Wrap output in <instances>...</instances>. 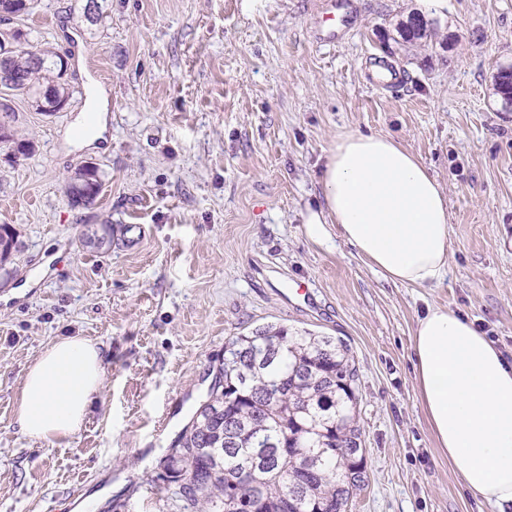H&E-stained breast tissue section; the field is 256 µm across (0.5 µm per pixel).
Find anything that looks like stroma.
Segmentation results:
<instances>
[{
  "label": "stroma",
  "instance_id": "stroma-1",
  "mask_svg": "<svg viewBox=\"0 0 512 512\" xmlns=\"http://www.w3.org/2000/svg\"><path fill=\"white\" fill-rule=\"evenodd\" d=\"M37 0L13 27L69 61L66 108L9 96L16 140L0 143V224L21 250L0 278V512H171L161 462L203 400L227 337L275 323L343 339L358 372L366 485L350 512H488L435 446L414 388L412 336L433 304L487 326L512 361V106L493 77L512 65V0H349L324 45L318 0ZM436 22L406 41L400 21ZM377 57L402 80L376 89ZM108 98L87 141L94 90ZM382 134L448 192L452 255L437 286L386 280L332 233L309 240L337 134ZM86 166L102 189L72 206ZM130 225L134 243L85 230ZM307 282L310 298L288 296ZM104 353V388L71 436L15 422L23 376L52 341Z\"/></svg>",
  "mask_w": 512,
  "mask_h": 512
}]
</instances>
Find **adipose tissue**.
<instances>
[{"label": "adipose tissue", "instance_id": "1", "mask_svg": "<svg viewBox=\"0 0 512 512\" xmlns=\"http://www.w3.org/2000/svg\"><path fill=\"white\" fill-rule=\"evenodd\" d=\"M317 207L304 214L310 240L342 239L389 281L437 285L452 253L441 184L393 138L348 132L326 155ZM414 383L430 433L465 487L490 508L512 507V364L472 322L428 306L412 338ZM97 344L66 336L29 368L16 421L36 439L74 434L103 384Z\"/></svg>", "mask_w": 512, "mask_h": 512}]
</instances>
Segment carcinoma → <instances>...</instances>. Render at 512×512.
<instances>
[{"label":"carcinoma","mask_w":512,"mask_h":512,"mask_svg":"<svg viewBox=\"0 0 512 512\" xmlns=\"http://www.w3.org/2000/svg\"><path fill=\"white\" fill-rule=\"evenodd\" d=\"M20 29L0 31V73L22 78L0 92L32 94L51 114L67 103L63 58L29 50ZM96 167L67 188L74 207L96 200ZM17 249L0 224V270ZM358 374L342 339L277 324L224 343V364L208 398L163 462L161 487L178 512H348L364 489Z\"/></svg>","instance_id":"obj_1"}]
</instances>
